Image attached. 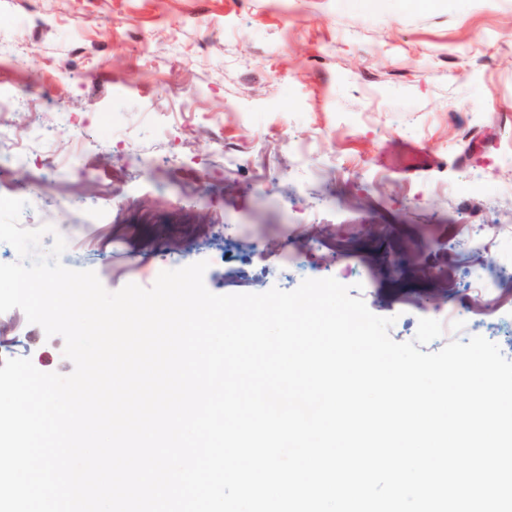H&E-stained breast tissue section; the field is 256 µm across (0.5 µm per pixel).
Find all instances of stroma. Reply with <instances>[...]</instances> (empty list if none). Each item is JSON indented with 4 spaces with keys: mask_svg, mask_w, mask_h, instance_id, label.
Masks as SVG:
<instances>
[{
    "mask_svg": "<svg viewBox=\"0 0 512 512\" xmlns=\"http://www.w3.org/2000/svg\"><path fill=\"white\" fill-rule=\"evenodd\" d=\"M280 1L0 0V88L43 130L23 160L0 134V196L110 292L333 277L396 341L453 311L512 360V0ZM408 146L439 166L382 165ZM64 346L0 315V357L67 375Z\"/></svg>",
    "mask_w": 512,
    "mask_h": 512,
    "instance_id": "1",
    "label": "stroma"
}]
</instances>
